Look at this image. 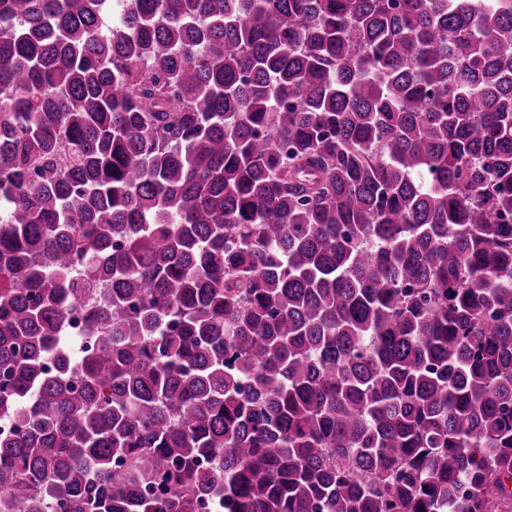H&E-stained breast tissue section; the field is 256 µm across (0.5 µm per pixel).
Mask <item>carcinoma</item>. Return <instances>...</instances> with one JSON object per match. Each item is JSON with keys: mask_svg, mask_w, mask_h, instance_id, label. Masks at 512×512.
I'll use <instances>...</instances> for the list:
<instances>
[{"mask_svg": "<svg viewBox=\"0 0 512 512\" xmlns=\"http://www.w3.org/2000/svg\"><path fill=\"white\" fill-rule=\"evenodd\" d=\"M112 5L0 0V509L512 512V0Z\"/></svg>", "mask_w": 512, "mask_h": 512, "instance_id": "cac0c4a2", "label": "carcinoma"}]
</instances>
